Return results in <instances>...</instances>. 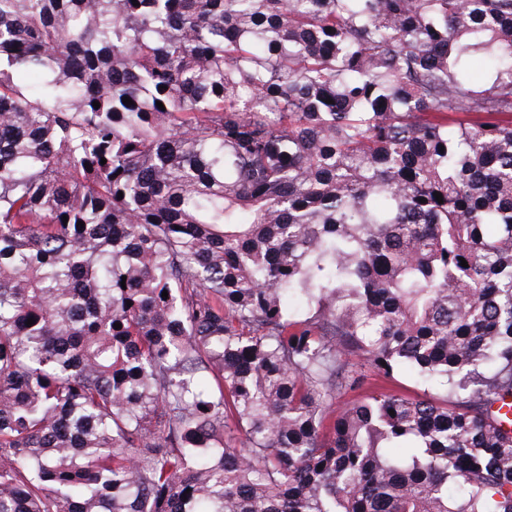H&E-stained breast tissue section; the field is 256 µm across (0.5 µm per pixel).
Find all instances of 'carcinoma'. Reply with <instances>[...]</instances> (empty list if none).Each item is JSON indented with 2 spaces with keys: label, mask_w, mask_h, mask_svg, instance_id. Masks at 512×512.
Wrapping results in <instances>:
<instances>
[{
  "label": "carcinoma",
  "mask_w": 512,
  "mask_h": 512,
  "mask_svg": "<svg viewBox=\"0 0 512 512\" xmlns=\"http://www.w3.org/2000/svg\"><path fill=\"white\" fill-rule=\"evenodd\" d=\"M0 512H512V0H0Z\"/></svg>",
  "instance_id": "obj_1"
}]
</instances>
